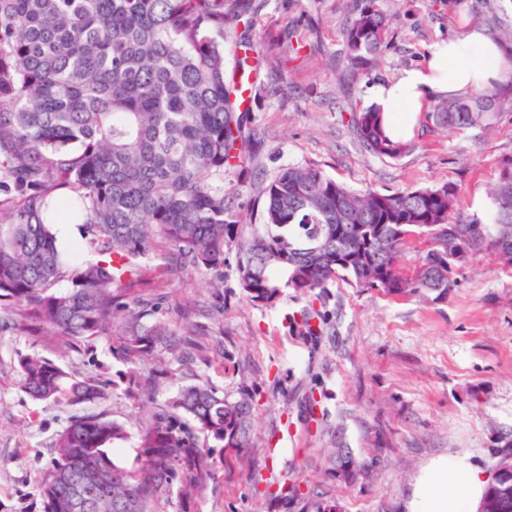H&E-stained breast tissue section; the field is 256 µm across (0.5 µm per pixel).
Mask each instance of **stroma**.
<instances>
[{
	"instance_id": "obj_1",
	"label": "stroma",
	"mask_w": 512,
	"mask_h": 512,
	"mask_svg": "<svg viewBox=\"0 0 512 512\" xmlns=\"http://www.w3.org/2000/svg\"><path fill=\"white\" fill-rule=\"evenodd\" d=\"M349 0H253L248 35L255 83L262 95L248 114L252 154L224 175L239 203L261 200L289 165H314L355 192L457 184L461 209L490 221L488 189L503 159L512 157V81L496 85L499 105L477 125L445 130L417 116L393 117L397 136L412 149L390 159L357 137L354 117L370 108L371 87L409 68H422L435 42L466 23L493 38L512 26L502 0H378L392 18L383 64L343 78V31ZM236 244L226 248L224 285L192 266H176L157 243L130 296L158 304V317L191 333L190 358L168 351L122 358L118 335L69 339L50 329H22L0 310V512H43L41 486L53 445L78 416L98 415L127 426L113 450L129 469L140 464L138 436L149 410L165 408L178 389L205 384L231 400L252 398L246 448L208 442L214 478L196 499L182 501L179 480L163 485L151 512H307L332 501L339 512H401L413 474L429 458L466 450L491 467L512 445V269L492 251L470 257L446 301L394 300L343 281L303 297L283 289L271 303L251 301L238 283ZM323 321L308 332L305 314ZM38 354L60 362L74 378H91L105 397L70 405L40 402L21 387L18 361ZM162 375L151 400L139 382ZM293 438L281 459L267 450L274 432ZM373 454L369 479H337L324 450L329 443ZM297 485L303 501L285 509L277 494Z\"/></svg>"
}]
</instances>
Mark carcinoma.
Masks as SVG:
<instances>
[{
    "label": "carcinoma",
    "mask_w": 512,
    "mask_h": 512,
    "mask_svg": "<svg viewBox=\"0 0 512 512\" xmlns=\"http://www.w3.org/2000/svg\"><path fill=\"white\" fill-rule=\"evenodd\" d=\"M250 0H0V306L21 311L20 327L71 339L118 331L138 359L181 339L154 304L128 300L140 261L164 240L177 258L220 287L225 248L237 243L240 288L269 303L284 288L308 295L341 279L355 288L428 303L448 299V259L403 263L408 236L435 239L453 226L448 253L492 250L512 268V157L500 163L489 195L492 223L458 211L452 183L391 193H357L314 166H289L263 192L262 222L229 202L224 173L240 165L247 111L224 79V31L237 28ZM389 17L377 0H352L344 31V75L357 80L383 62ZM486 91L436 104L428 119L446 130L495 110ZM362 143L396 159L412 144L393 136L383 114L354 118ZM81 226L98 255L87 261L59 244L54 224ZM22 387L37 401L93 402L105 388L72 378L50 359L19 361ZM250 395L230 401L207 385L179 390L138 434L142 465L111 457L124 425L79 416L58 435L41 488L43 512H73L65 493L80 480L90 512H151L163 482L181 471L182 495L213 479L199 437L248 447ZM336 476L354 482L373 467L343 448L327 449Z\"/></svg>",
    "instance_id": "1"
}]
</instances>
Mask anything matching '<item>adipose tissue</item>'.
I'll return each mask as SVG.
<instances>
[{"label": "adipose tissue", "instance_id": "obj_1", "mask_svg": "<svg viewBox=\"0 0 512 512\" xmlns=\"http://www.w3.org/2000/svg\"><path fill=\"white\" fill-rule=\"evenodd\" d=\"M512 77L500 43L477 24L434 43L428 64L403 71L396 82L377 86L373 96L385 116L422 112L428 95L462 97ZM491 481L467 451L428 459L411 481L403 512H479Z\"/></svg>", "mask_w": 512, "mask_h": 512}]
</instances>
